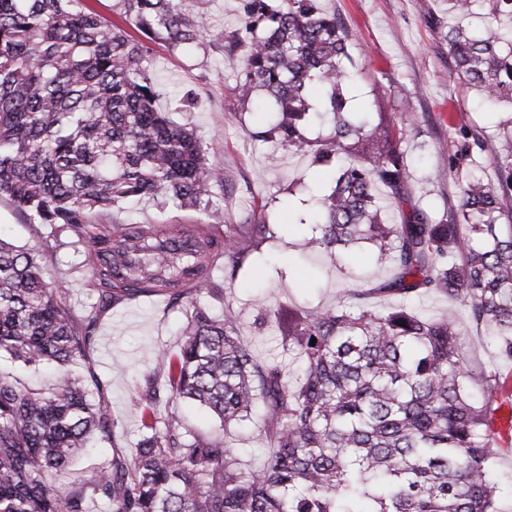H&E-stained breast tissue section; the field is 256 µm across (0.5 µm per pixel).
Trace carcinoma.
Wrapping results in <instances>:
<instances>
[{
  "label": "carcinoma",
  "instance_id": "carcinoma-1",
  "mask_svg": "<svg viewBox=\"0 0 512 512\" xmlns=\"http://www.w3.org/2000/svg\"><path fill=\"white\" fill-rule=\"evenodd\" d=\"M487 2L488 26L512 17V0ZM116 6L141 38L82 0H0V199L58 241L88 242L97 283L96 301L78 315L63 285L44 280L37 249L0 238V354L34 369L62 367L47 391L0 372V512H88L94 501L111 512H497L493 460L512 395L495 372L480 395L470 392L456 311L460 305L484 325L512 364V125L491 141L465 135L440 173L456 175L478 152L490 153L496 168L493 181L468 178L451 223L415 210L388 224L379 188L403 197L409 171L386 120L348 117L349 34L320 0H246L242 26L230 35L209 27L205 9L187 13L183 0ZM205 33L226 50L245 48L241 100L263 90L278 104L279 117L253 137L336 172L317 200V235L303 249L332 255L366 241L375 262L393 271L377 292L400 304L386 310L365 307L364 293L353 292L309 316L276 315L294 372L256 358L233 318L210 317L182 288L193 276L222 297L206 266L221 248L238 264L274 237L269 225H239L238 242L219 240L202 221L122 219L142 200L205 215L216 206L214 189L224 190V167L193 129L158 107L153 75L152 41L176 48ZM448 48L465 84L488 101L512 100V39L458 23ZM311 118L330 120V133L309 140ZM137 291L172 305L185 300L181 345L161 354L165 377H149L137 404L144 435L134 453L70 481L90 435L112 437L114 422L105 401L91 399L65 367L84 359L102 311ZM425 293L448 298V315L430 318L404 304ZM184 399L226 426L263 403L264 463L249 466L160 408Z\"/></svg>",
  "mask_w": 512,
  "mask_h": 512
}]
</instances>
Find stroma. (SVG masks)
<instances>
[{
  "mask_svg": "<svg viewBox=\"0 0 512 512\" xmlns=\"http://www.w3.org/2000/svg\"><path fill=\"white\" fill-rule=\"evenodd\" d=\"M352 35L348 88L355 111L371 117L400 120L415 116L417 123L400 144L411 172L409 193L400 203L386 205V222L401 223L414 209L427 210L435 221H449L457 205L460 179H441L462 135L492 138L499 121L512 114V104L486 103L483 96L458 79L448 52L446 34L455 22L448 0H321ZM158 86L173 119L196 129L211 158L224 166V203L205 215V222L230 231L244 223L247 213L256 221L275 225L277 239L264 241L239 268L219 263L209 277L224 289L223 300L203 298L210 316H232L243 342L262 358L282 354L273 324L277 313L291 309L310 312L335 304L345 288L368 291L374 309L392 306L391 298L376 294L389 270L375 267L373 247L360 243L341 251L338 260L320 264L303 256L300 243L309 225L289 223L290 214H311L316 197L328 192L330 171L313 166L311 156L276 150L255 140L256 131L272 123L277 109L264 93L239 99L235 76L242 69V52H228L209 38L179 49L156 41L152 46ZM197 97L190 111L184 98ZM0 236L20 247H39L47 281L66 284V302L74 311L92 302L93 279L84 263L86 248L72 242L58 245L47 227L25 223L7 200H0ZM465 353L473 373V389L485 374L496 371L512 379V366L501 362L485 339L483 326L469 323L467 310ZM184 314L168 307L163 297L145 294L106 309L94 327V341L86 360L73 372L84 378L93 395L103 397L116 422L112 439L93 437L76 460L70 477L80 480L112 456L128 455L143 437L135 406L146 376L159 367L162 351H176ZM176 412L185 426L222 439L260 463L267 448L263 437V408L255 406L249 420L221 426L208 411L181 403Z\"/></svg>",
  "mask_w": 512,
  "mask_h": 512,
  "instance_id": "obj_1",
  "label": "stroma"
}]
</instances>
